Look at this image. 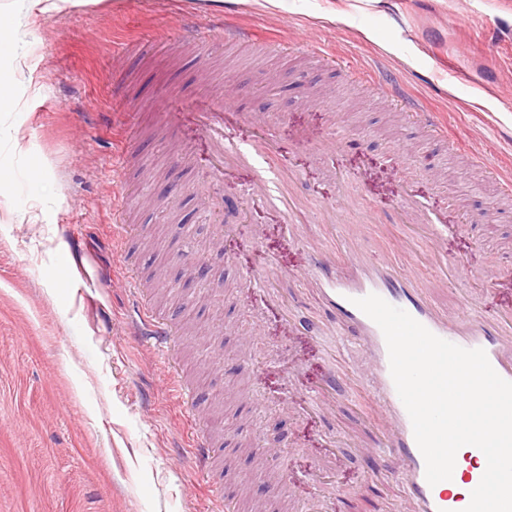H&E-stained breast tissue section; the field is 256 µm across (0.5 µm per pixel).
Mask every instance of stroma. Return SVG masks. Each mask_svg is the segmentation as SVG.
Returning a JSON list of instances; mask_svg holds the SVG:
<instances>
[{
    "mask_svg": "<svg viewBox=\"0 0 512 512\" xmlns=\"http://www.w3.org/2000/svg\"><path fill=\"white\" fill-rule=\"evenodd\" d=\"M193 3L93 0L29 27L17 73L28 89L0 112V167L12 174L0 203V512H252L257 502L325 512L328 499L334 512H387L400 484L372 481L363 451L381 436L359 393L341 382L330 409L310 400L331 366L361 375L366 356L356 337L302 329L328 315L301 278L307 241L338 252L319 207L354 202L384 226L359 245L369 264L407 242L433 244L496 272L489 284L449 283L432 295L438 306L456 310L466 289L486 316L512 309V193L493 170L512 162V0H222L224 21L271 44L232 50L213 38L203 60L179 37ZM382 84L441 113L447 138ZM228 87L230 137L269 127L296 169L306 237H287L274 211L249 199L256 170L216 189L195 162L172 165V150L202 142L163 101ZM311 133L345 147L315 153ZM417 148L433 154L437 176L414 170ZM144 174L151 199L114 223L115 203L137 196ZM213 193L224 198L220 239L199 217ZM404 194L426 215H447L437 242L398 216ZM125 224L138 229L127 245ZM259 250L283 271L273 286L288 317L243 282ZM202 261L203 301L189 290ZM140 295L174 327L167 355L126 323ZM200 432L215 450L205 476L192 448ZM276 481L287 497L269 496Z\"/></svg>",
    "mask_w": 512,
    "mask_h": 512,
    "instance_id": "1",
    "label": "stroma"
}]
</instances>
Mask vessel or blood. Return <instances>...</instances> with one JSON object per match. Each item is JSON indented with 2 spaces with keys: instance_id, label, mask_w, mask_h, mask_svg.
Segmentation results:
<instances>
[{
  "instance_id": "b4317fda",
  "label": "vessel or blood",
  "mask_w": 512,
  "mask_h": 512,
  "mask_svg": "<svg viewBox=\"0 0 512 512\" xmlns=\"http://www.w3.org/2000/svg\"><path fill=\"white\" fill-rule=\"evenodd\" d=\"M393 98L408 110L423 116L436 131H444L441 116L426 111L424 105L411 95L393 91ZM196 131L212 150L207 173L214 185H221L227 168L247 164L259 159L268 169L280 170L286 183H293L292 170L279 166L276 140L270 131H261L259 137L240 144L231 143L224 135L226 109L201 98L189 110ZM254 201L278 204L287 234H294L301 224L300 208L293 195L276 196L264 178H257L250 188ZM399 212L409 220L425 224L430 237H438L447 227L439 220H427L419 204L401 198ZM409 258H395L383 265L373 266L360 259H352L348 271L341 272L335 261L324 251L313 250L304 275L309 285L331 308L330 324H318L316 334L333 330L343 336L358 334L377 378L371 401L375 406L385 444L375 449L378 463L397 462L401 474L403 494L394 504V512H463L467 499L444 489L442 485H429L425 476V461L415 441L411 419L400 400L390 372L388 348L379 326L355 306V299L377 294L393 306L407 311L414 319L436 336L466 349H483L490 364L504 380L512 382V311L485 317L474 308L473 302L462 301L455 313L436 307L430 296L433 286H444L451 281H464L472 272L460 258H448L433 253L432 265L437 271L433 285H425L410 273H397V266H410ZM274 269L268 257L260 259L244 271V278L256 293L274 296L270 284ZM137 332L148 336L160 348H167L172 331L169 325L157 319L150 308L140 306L135 319Z\"/></svg>"
}]
</instances>
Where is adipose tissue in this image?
Masks as SVG:
<instances>
[{"label": "adipose tissue", "mask_w": 512, "mask_h": 512, "mask_svg": "<svg viewBox=\"0 0 512 512\" xmlns=\"http://www.w3.org/2000/svg\"><path fill=\"white\" fill-rule=\"evenodd\" d=\"M87 0H0V112L14 111L21 97L14 64L27 45L24 35L38 15L61 13Z\"/></svg>", "instance_id": "obj_1"}]
</instances>
